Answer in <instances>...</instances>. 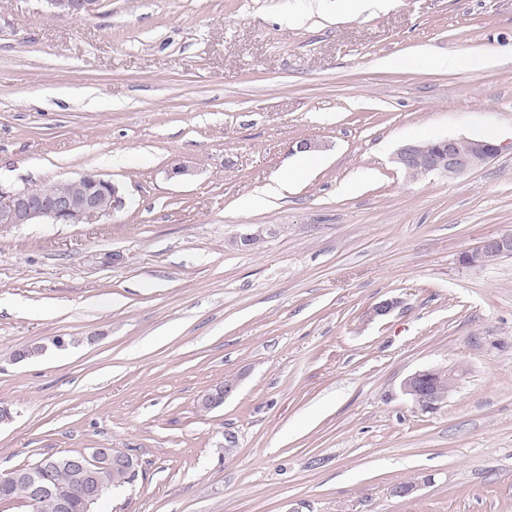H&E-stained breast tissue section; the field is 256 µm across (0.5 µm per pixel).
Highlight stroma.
<instances>
[{
  "label": "stroma",
  "instance_id": "stroma-1",
  "mask_svg": "<svg viewBox=\"0 0 512 512\" xmlns=\"http://www.w3.org/2000/svg\"><path fill=\"white\" fill-rule=\"evenodd\" d=\"M490 130L457 178L394 161ZM87 172L109 219L0 227V472L119 448L102 512H512V257L459 262L512 231V0H0V185ZM53 336L80 343L13 361ZM429 368L455 381L426 412L401 385ZM47 3L50 13L55 16H66L70 14H81L88 16L94 13L97 7V0H44Z\"/></svg>",
  "mask_w": 512,
  "mask_h": 512
}]
</instances>
